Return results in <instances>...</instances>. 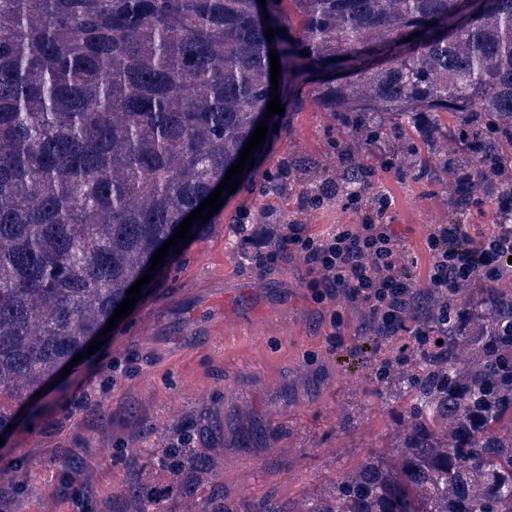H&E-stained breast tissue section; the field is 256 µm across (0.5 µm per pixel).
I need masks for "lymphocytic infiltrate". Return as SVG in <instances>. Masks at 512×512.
Wrapping results in <instances>:
<instances>
[{
	"label": "lymphocytic infiltrate",
	"mask_w": 512,
	"mask_h": 512,
	"mask_svg": "<svg viewBox=\"0 0 512 512\" xmlns=\"http://www.w3.org/2000/svg\"><path fill=\"white\" fill-rule=\"evenodd\" d=\"M348 203L360 212V223L339 224L316 237L306 234L302 225L283 224L278 238L283 249L302 260L327 295L339 293L345 303L365 305L374 318L395 328L397 304L416 284L406 269L397 233L383 221L389 203L383 198L372 208L358 197L349 198ZM427 247L433 288L447 292L453 281L474 275L488 284L512 275V224L493 225L477 241L466 225L440 224L429 233Z\"/></svg>",
	"instance_id": "lymphocytic-infiltrate-1"
}]
</instances>
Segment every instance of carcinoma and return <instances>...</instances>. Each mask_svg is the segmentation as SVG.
Here are the masks:
<instances>
[{
	"label": "carcinoma",
	"mask_w": 512,
	"mask_h": 512,
	"mask_svg": "<svg viewBox=\"0 0 512 512\" xmlns=\"http://www.w3.org/2000/svg\"><path fill=\"white\" fill-rule=\"evenodd\" d=\"M455 2L266 0L263 21L257 0H0V433L238 159L273 92L269 27L283 84L342 69L312 83L330 155L271 175L300 190L296 222L369 193L364 156L381 140L382 170L464 179L450 223L512 195V0H484L464 25ZM403 34L413 51L363 61L364 45ZM399 312L402 330L430 337L404 356L398 334L348 306L358 346L392 361L386 389L412 403L390 442L330 486L230 497L224 424L199 433L178 410L150 447L126 449L129 481L102 512H512V382L495 344L512 327V278L419 288ZM65 464L93 484L76 452ZM17 478L0 467L4 512H22Z\"/></svg>",
	"instance_id": "1"
}]
</instances>
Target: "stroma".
Here are the masks:
<instances>
[{
	"label": "stroma",
	"mask_w": 512,
	"mask_h": 512,
	"mask_svg": "<svg viewBox=\"0 0 512 512\" xmlns=\"http://www.w3.org/2000/svg\"><path fill=\"white\" fill-rule=\"evenodd\" d=\"M328 124L324 110L311 104L282 115L254 167L213 215L211 234L173 254L103 347L47 386L48 397L35 414L21 416L7 433L0 464L32 461L16 487L24 496L23 512H45L51 499L56 512H98L126 482L124 448L145 446L151 424L180 408L200 416L219 408L229 415L237 399L251 403L271 438L225 449L224 486L256 498L272 488L282 498L299 496L386 444L406 395L382 391L378 362H366L354 350L350 320L332 326L336 301L325 298L298 260L281 257L266 266L231 255L235 226L250 223L258 209L274 206L283 216L292 214L294 201L258 187L286 158L325 151ZM371 181L373 194L391 199L386 220L417 287H427L431 260L423 243L442 212L450 180L378 169ZM303 364L310 374L301 381L296 370ZM102 394L104 412L89 413L87 400ZM132 407L138 411L133 424L127 420ZM344 408L352 412L345 424L339 418ZM94 427L111 433V454L88 439ZM272 447L283 450L284 467L266 466ZM69 449L94 465L93 487L66 471L63 453Z\"/></svg>",
	"instance_id": "stroma-1"
}]
</instances>
